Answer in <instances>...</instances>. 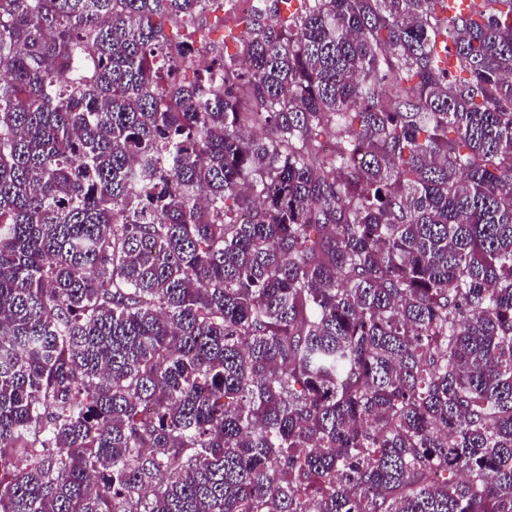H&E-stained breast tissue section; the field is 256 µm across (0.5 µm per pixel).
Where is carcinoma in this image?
I'll use <instances>...</instances> for the list:
<instances>
[{"label":"carcinoma","mask_w":512,"mask_h":512,"mask_svg":"<svg viewBox=\"0 0 512 512\" xmlns=\"http://www.w3.org/2000/svg\"><path fill=\"white\" fill-rule=\"evenodd\" d=\"M279 3L0 0V512H512V0Z\"/></svg>","instance_id":"carcinoma-1"}]
</instances>
